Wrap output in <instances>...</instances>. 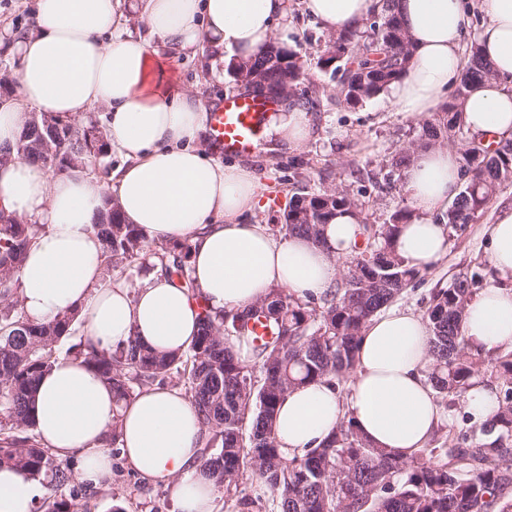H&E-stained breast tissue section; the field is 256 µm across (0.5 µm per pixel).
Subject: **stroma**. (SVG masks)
Instances as JSON below:
<instances>
[{
	"label": "stroma",
	"mask_w": 512,
	"mask_h": 512,
	"mask_svg": "<svg viewBox=\"0 0 512 512\" xmlns=\"http://www.w3.org/2000/svg\"><path fill=\"white\" fill-rule=\"evenodd\" d=\"M290 2L293 12L287 47L300 56L311 81L325 85L326 95L320 108L308 115L312 134L304 145L266 139L254 153L242 158V165L252 170L260 185L258 205L247 220L270 226L282 223L285 205L294 192L338 188L362 204L367 223H389L395 211L410 206L390 159L416 136L419 122L399 112L386 93L356 106L337 103L335 83L317 67L327 34L304 11L302 0ZM165 78L200 91L214 104L232 93L230 76L210 79L203 64L186 55L167 58ZM507 207H512V182L500 188L481 217L461 235L450 238L446 256L406 289L396 300V308L424 313L433 289L449 287L456 275L474 269L482 276L481 286L495 281L497 275L488 261L487 228L498 211ZM112 464L111 486L89 490L86 495L91 512H113L118 506L124 512H175L166 486L136 475L124 458H114Z\"/></svg>",
	"instance_id": "1"
}]
</instances>
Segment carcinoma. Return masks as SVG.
<instances>
[{
	"label": "carcinoma",
	"instance_id": "carcinoma-1",
	"mask_svg": "<svg viewBox=\"0 0 512 512\" xmlns=\"http://www.w3.org/2000/svg\"><path fill=\"white\" fill-rule=\"evenodd\" d=\"M467 57L452 100L423 120L418 138L392 160L402 174L417 151L467 140L460 153V193L442 214L450 233L465 231L501 186L512 182V140L483 149L465 125L461 101L473 86L493 80L478 45L470 46ZM408 60L406 31L392 0H383L365 27L329 35L317 65L339 77L340 96L355 106L387 90ZM228 73L236 84L258 77L270 87L286 84L293 91L309 80L298 54L274 41L254 59L230 63ZM14 153L63 174L78 163L95 169L112 147L91 120L64 124L38 112L29 115ZM343 211L361 212L358 200L338 189L300 190L291 196L283 224L269 232L319 243L325 224ZM411 217L403 209L388 224L360 222L359 243L341 258L340 283L317 299L300 300L276 286L245 311L212 316L202 310L198 334L182 352H157L132 336L111 352L82 340L68 347L67 353L83 357L112 388L115 412L107 442L113 451H119L123 404L147 388L166 386L194 404L204 429L203 465L233 512H512V350L488 355L461 334L477 273H463L449 287L433 289L424 312L431 357L426 378L443 413L485 378L501 381L496 412L471 436L449 448L425 446L401 458L375 447L346 418L301 456L286 458L279 448L274 422L288 392L311 383L342 387L355 368L368 321L420 279L421 271L409 267L395 246L401 225ZM93 228L106 276L117 269L147 274L159 268L196 290L190 245L146 240L135 225L122 221L112 196H104ZM42 230L40 224L0 213V467L48 477L61 490L71 484L70 464L41 443L31 401L39 379L59 359L60 345L75 334L77 314L35 324L21 307L18 272ZM256 324L266 335H255ZM248 475L255 480L251 490L245 486ZM48 512H88V507L72 491L55 497Z\"/></svg>",
	"mask_w": 512,
	"mask_h": 512
}]
</instances>
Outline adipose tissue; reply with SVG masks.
I'll use <instances>...</instances> for the list:
<instances>
[{
  "label": "adipose tissue",
  "instance_id": "adipose-tissue-1",
  "mask_svg": "<svg viewBox=\"0 0 512 512\" xmlns=\"http://www.w3.org/2000/svg\"><path fill=\"white\" fill-rule=\"evenodd\" d=\"M303 4L333 33L377 12L381 0ZM479 7L485 20L478 44L494 78L473 88L462 109L471 135L488 144L512 139V0H480ZM395 10L409 35L410 57L389 91L407 116H426L464 71L465 2L395 0ZM287 17L288 0H36L34 24L8 45L20 61L18 89L0 98V155L6 157L0 210L45 227L19 271L30 320L74 311L99 348L114 349L133 336L144 347L176 351L196 336L202 311L246 309L277 285L300 299L334 288L338 259L357 240V217L336 215L321 245L245 223L259 196L252 171L199 151L209 107L157 76L165 47L254 58L273 36L288 35ZM99 108L110 144L127 160L115 187L79 166L53 176L9 157L29 112L69 122ZM310 133L296 99L266 116L265 134L274 140L298 146ZM404 184L419 219L403 225L396 250L409 266L430 269L448 249V231L434 214L459 193L458 152L437 146L415 154ZM109 192L125 222L148 240L190 242L196 292L160 272L134 294L106 279L92 222ZM488 259L498 280L468 303L462 334L493 354L512 350V209L490 227ZM429 336L420 314L392 308L373 317L345 391L312 384L289 392L275 421L283 455L317 447L347 417L375 446L401 457L424 447L444 422L424 377ZM112 408L111 387L67 358L41 378L33 400L43 445L60 458L79 454L78 478L88 487L112 481L106 439L116 428L127 465L169 487L178 512H215L218 491L202 465V426L191 401L176 389H147L133 397L117 425ZM39 494L26 472L0 469V512H34Z\"/></svg>",
  "mask_w": 512,
  "mask_h": 512
}]
</instances>
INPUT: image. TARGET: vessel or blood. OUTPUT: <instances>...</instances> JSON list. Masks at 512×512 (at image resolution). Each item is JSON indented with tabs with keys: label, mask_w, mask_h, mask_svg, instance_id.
<instances>
[{
	"label": "vessel or blood",
	"mask_w": 512,
	"mask_h": 512,
	"mask_svg": "<svg viewBox=\"0 0 512 512\" xmlns=\"http://www.w3.org/2000/svg\"><path fill=\"white\" fill-rule=\"evenodd\" d=\"M270 102L228 97L209 115L211 142L217 153L245 156L254 152L263 138L262 118Z\"/></svg>",
	"instance_id": "b4317fda"
}]
</instances>
